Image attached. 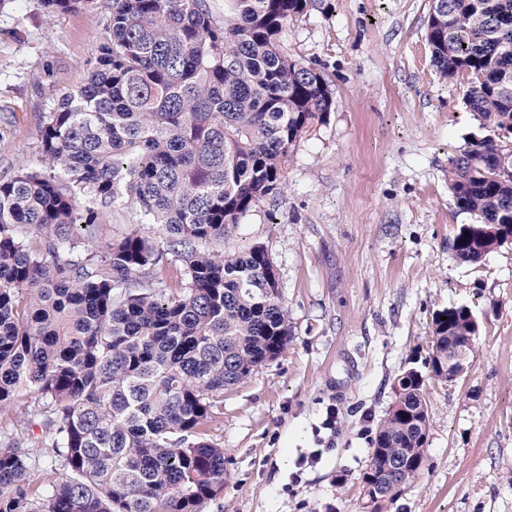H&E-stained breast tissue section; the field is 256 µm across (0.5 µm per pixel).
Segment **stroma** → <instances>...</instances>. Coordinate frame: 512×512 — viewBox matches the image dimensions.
Returning <instances> with one entry per match:
<instances>
[{
  "instance_id": "obj_1",
  "label": "stroma",
  "mask_w": 512,
  "mask_h": 512,
  "mask_svg": "<svg viewBox=\"0 0 512 512\" xmlns=\"http://www.w3.org/2000/svg\"><path fill=\"white\" fill-rule=\"evenodd\" d=\"M429 6L315 0L282 34L292 58L324 71L336 106L292 147L283 198L253 207L224 244L266 247L292 336L224 394V492L205 512H365L393 381L423 368L434 313L458 305L480 324L471 366L427 379V465L382 512H512V244L476 264L450 247L472 217L448 164L477 125L466 77L431 62ZM108 18L109 0L71 13L0 0V175L40 167L41 117L85 83Z\"/></svg>"
}]
</instances>
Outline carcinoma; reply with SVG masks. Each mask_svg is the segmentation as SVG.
<instances>
[{"label":"carcinoma","instance_id":"1","mask_svg":"<svg viewBox=\"0 0 512 512\" xmlns=\"http://www.w3.org/2000/svg\"><path fill=\"white\" fill-rule=\"evenodd\" d=\"M313 2L110 0L96 67L43 116L41 168L0 176V413L37 402L69 471L37 480L36 458L0 439V512H205L223 492L224 391L292 326L266 248L222 246L283 196L292 146L335 107L323 71L281 44ZM425 37L442 76L467 77L481 130L448 166L473 217L451 248L476 264L512 237V0H430ZM118 206L139 223L89 246ZM145 224L182 262L172 283ZM476 325L464 305L433 314L430 375L467 371ZM393 390L362 477L376 512L427 462L425 376L408 368Z\"/></svg>","mask_w":512,"mask_h":512}]
</instances>
